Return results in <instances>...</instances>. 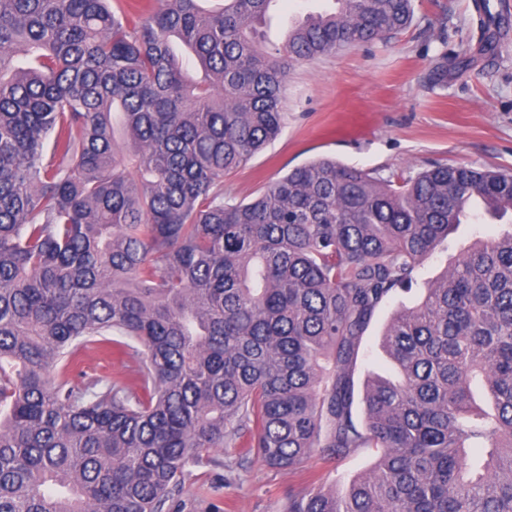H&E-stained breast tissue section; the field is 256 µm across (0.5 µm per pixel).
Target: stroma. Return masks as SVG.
Segmentation results:
<instances>
[{"label":"stroma","instance_id":"1","mask_svg":"<svg viewBox=\"0 0 512 512\" xmlns=\"http://www.w3.org/2000/svg\"><path fill=\"white\" fill-rule=\"evenodd\" d=\"M333 0H277L262 29L266 44H282L288 23L332 10ZM411 25L389 43L375 42L300 64L283 97L281 134L224 176L225 201L250 202L294 167L321 157L381 175L414 173L433 164L512 170V0H413ZM498 24L492 49L482 25ZM498 224H462L419 267L410 292L376 311L361 342L355 374L396 377L380 346L394 310L413 306L427 284ZM137 351L122 357L82 355L86 379L133 382ZM210 461L189 466L175 494L180 512H281L288 493L314 480L344 488L369 471L376 452L300 466H265L240 444L211 449Z\"/></svg>","mask_w":512,"mask_h":512}]
</instances>
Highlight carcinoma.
I'll list each match as a JSON object with an SVG mask.
<instances>
[{"instance_id": "carcinoma-1", "label": "carcinoma", "mask_w": 512, "mask_h": 512, "mask_svg": "<svg viewBox=\"0 0 512 512\" xmlns=\"http://www.w3.org/2000/svg\"><path fill=\"white\" fill-rule=\"evenodd\" d=\"M110 2L0 0V512H173L186 468L237 441L275 469L378 451L282 512H512V173L321 158L224 201L291 72L390 40L412 0H334L274 53L276 0L147 3L133 26ZM488 221L509 229L393 312L398 378L357 397L375 311ZM133 341L136 385L75 380L84 350Z\"/></svg>"}]
</instances>
